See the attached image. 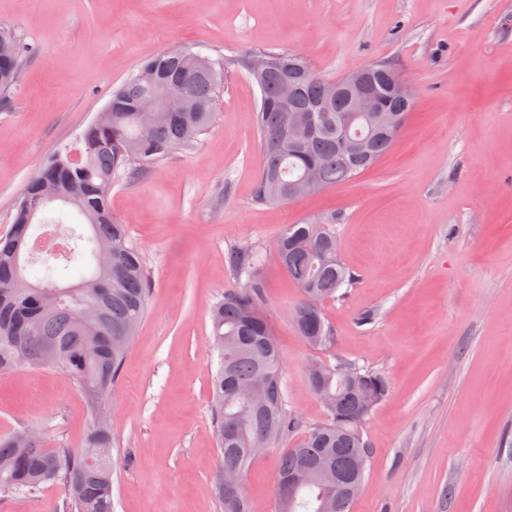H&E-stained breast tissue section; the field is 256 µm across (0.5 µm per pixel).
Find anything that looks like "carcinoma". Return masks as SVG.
Here are the masks:
<instances>
[{
    "label": "carcinoma",
    "instance_id": "1",
    "mask_svg": "<svg viewBox=\"0 0 512 512\" xmlns=\"http://www.w3.org/2000/svg\"><path fill=\"white\" fill-rule=\"evenodd\" d=\"M0 42V90H6L17 79L11 59L22 55L23 47L5 29L0 30ZM259 52L272 65L255 78L260 90L256 121L262 165L254 202L288 200L287 189L310 167L317 170L323 189L352 182L391 149L412 109L396 92L401 80L391 65H366L359 72L380 106L396 111L400 125L372 135L367 155L355 158L340 147L336 134V115L349 105L347 92L336 93L344 78L324 77L308 58L292 51ZM259 52L240 55L236 64L246 67ZM150 68L163 82L188 86L191 95L173 96L168 112L139 111L149 95L140 72ZM226 68L222 58L186 49L158 54L112 91V124L88 126L76 151L63 148L45 163L39 178L57 182L73 197V208L89 231L86 237L70 232L71 245L61 258L68 263L78 255L93 260L104 249L111 255L112 268H95L77 284L64 283L62 270L51 265L29 278L21 251L34 218L41 216L40 223L47 227L60 220L48 216L51 208L35 180L17 201L12 231L0 238V371L19 364L51 365L73 376L85 393L90 421L78 448H47L37 439L21 449L13 435L0 436V494L35 497L45 484L60 483L67 491L63 512H114L112 483L121 458L99 453L101 448H113L114 441L111 429L100 426L97 417L145 316L149 288L138 246L125 225L112 217L109 193L118 179L145 175L153 163L191 146L208 129L215 99L224 89ZM285 78L292 86L288 110L314 121L310 138L300 148L288 146L283 126L279 96ZM274 250L301 292L292 314L296 330L311 348L328 347L334 334L323 305L354 282L338 257L336 236L327 224H285ZM227 262L247 281L224 292L211 313V355L217 357L212 376V423L218 443L214 491L224 512H256L251 498L224 484V475L233 472L244 482L256 459L255 443L263 440L267 448H274L302 422L286 408L282 355L264 311L263 286L253 278L259 252L238 247L228 253ZM318 365L321 372L307 376V383L317 397H329L327 420L306 430L297 447L282 452L276 512H350L352 499L325 487L319 471L325 466L345 475L357 471L363 479L368 468L363 419L387 397L388 380L374 371L351 373L350 365L342 362L320 360Z\"/></svg>",
    "mask_w": 512,
    "mask_h": 512
}]
</instances>
